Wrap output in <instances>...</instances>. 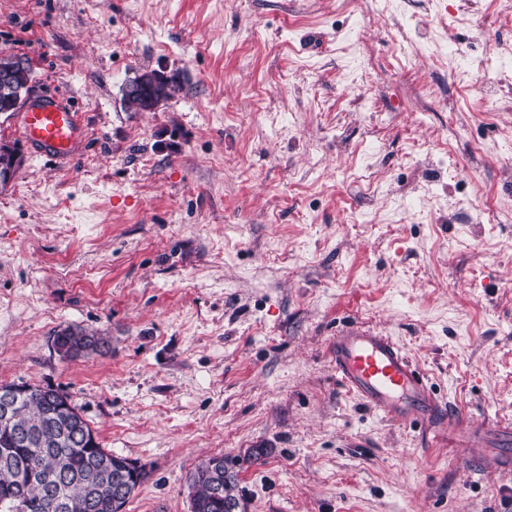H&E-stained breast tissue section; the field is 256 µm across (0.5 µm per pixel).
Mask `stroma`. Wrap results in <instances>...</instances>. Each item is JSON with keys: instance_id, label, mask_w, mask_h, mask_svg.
Masks as SVG:
<instances>
[{"instance_id": "1", "label": "stroma", "mask_w": 512, "mask_h": 512, "mask_svg": "<svg viewBox=\"0 0 512 512\" xmlns=\"http://www.w3.org/2000/svg\"><path fill=\"white\" fill-rule=\"evenodd\" d=\"M0 56L78 103L89 150L0 186V383L66 394L138 462L123 512H512V472L336 379L354 323L449 411L512 423V12L496 0H0ZM143 70L176 77L153 112ZM503 76L494 97L478 82ZM110 339L77 360L65 328ZM226 475V478H224ZM221 489V499H216L215 491ZM235 478L224 471V460L221 457H212L202 463L191 475L188 482V496H190L191 512H236L239 502H236ZM226 498L235 500H224Z\"/></svg>"}]
</instances>
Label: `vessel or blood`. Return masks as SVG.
Here are the masks:
<instances>
[{"label":"vessel or blood","instance_id":"1","mask_svg":"<svg viewBox=\"0 0 512 512\" xmlns=\"http://www.w3.org/2000/svg\"><path fill=\"white\" fill-rule=\"evenodd\" d=\"M19 132L34 154L60 166L77 158L85 140L79 111L54 96L34 100L19 118ZM328 354L339 382L368 406L392 419L418 421L441 436L456 435L473 467L491 460L498 470L512 471V426L473 425L449 413L390 337L352 325L337 333Z\"/></svg>","mask_w":512,"mask_h":512}]
</instances>
